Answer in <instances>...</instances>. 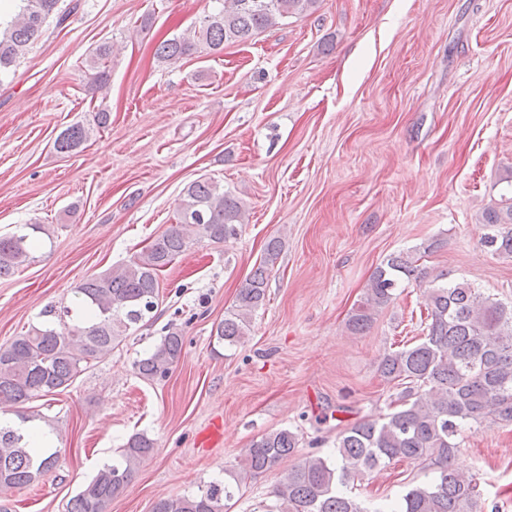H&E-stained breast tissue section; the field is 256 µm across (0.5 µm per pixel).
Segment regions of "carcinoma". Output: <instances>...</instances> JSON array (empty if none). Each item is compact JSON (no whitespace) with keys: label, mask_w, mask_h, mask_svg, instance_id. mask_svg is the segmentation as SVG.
Returning a JSON list of instances; mask_svg holds the SVG:
<instances>
[{"label":"carcinoma","mask_w":512,"mask_h":512,"mask_svg":"<svg viewBox=\"0 0 512 512\" xmlns=\"http://www.w3.org/2000/svg\"><path fill=\"white\" fill-rule=\"evenodd\" d=\"M11 20L0 21V76L11 72L43 32L51 17L63 24L70 12L61 0H20ZM317 0H214L198 29L157 46L161 63H174L200 50L217 51L245 42L276 26L279 20L315 7ZM112 46L96 49L89 67L99 88L108 84L107 63ZM90 128L73 124L59 133L54 148L70 153L80 148ZM246 211L242 203L211 179H199L183 189L176 223L155 238L137 257L84 280L74 290V307L42 313L43 322L0 345V408L17 410L24 422L39 421L56 432L54 421L24 405L71 387L102 356L151 318L159 298V272L188 248L190 238L221 243L237 236ZM484 245L512 256V203L490 210ZM29 232L0 237V276L34 259L49 231L27 224ZM438 248V241L411 251L390 254L373 272L348 329L369 330L379 309L389 305L406 280L428 277L419 255ZM282 250L271 239L264 257L234 306L216 327V339L226 347L244 342L254 313L266 301L270 267ZM426 288L427 323L424 336L412 347L386 353L378 371L385 381L403 386L392 401L395 410L382 419L360 418L347 425L328 457L306 455L288 471L272 492L267 512H480L481 491L474 474L455 464L457 435L464 424L512 423V305L486 296L468 282L441 283ZM184 336L170 329L159 343L134 361L137 375L149 382L166 380L180 361ZM299 435L288 428L262 434L252 441L237 468L226 469L222 482L211 481L190 495L157 499L152 512H224L225 502L239 491L242 478L274 467L298 451ZM155 443L142 433L129 437L120 455L104 465L68 502L67 512H109L112 500L130 486ZM58 448H40L10 428L0 427V489L22 490L57 468ZM409 461L430 469L428 482L407 486L398 498L369 511L349 495L348 487L393 462Z\"/></svg>","instance_id":"obj_1"}]
</instances>
